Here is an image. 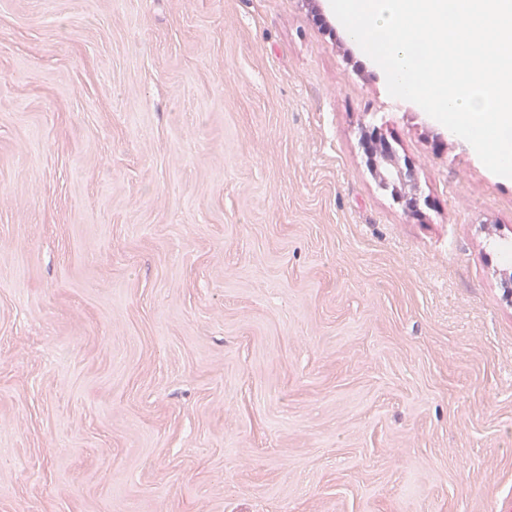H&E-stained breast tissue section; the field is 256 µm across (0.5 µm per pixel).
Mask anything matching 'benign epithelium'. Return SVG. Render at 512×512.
<instances>
[{
    "label": "benign epithelium",
    "mask_w": 512,
    "mask_h": 512,
    "mask_svg": "<svg viewBox=\"0 0 512 512\" xmlns=\"http://www.w3.org/2000/svg\"><path fill=\"white\" fill-rule=\"evenodd\" d=\"M361 145L379 186L390 192L395 204L404 211L419 215L428 200L418 193L415 174L408 162H399L392 144L374 124L361 131Z\"/></svg>",
    "instance_id": "obj_1"
}]
</instances>
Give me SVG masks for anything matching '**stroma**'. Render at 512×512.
Masks as SVG:
<instances>
[{
    "instance_id": "obj_1",
    "label": "stroma",
    "mask_w": 512,
    "mask_h": 512,
    "mask_svg": "<svg viewBox=\"0 0 512 512\" xmlns=\"http://www.w3.org/2000/svg\"><path fill=\"white\" fill-rule=\"evenodd\" d=\"M511 278L330 0H0V512H499ZM361 145L379 186L390 191L395 204L404 211L419 215L422 207L428 206L427 198L418 193L415 174L408 161L403 164L394 152L392 144L374 124L365 125L361 131Z\"/></svg>"
}]
</instances>
